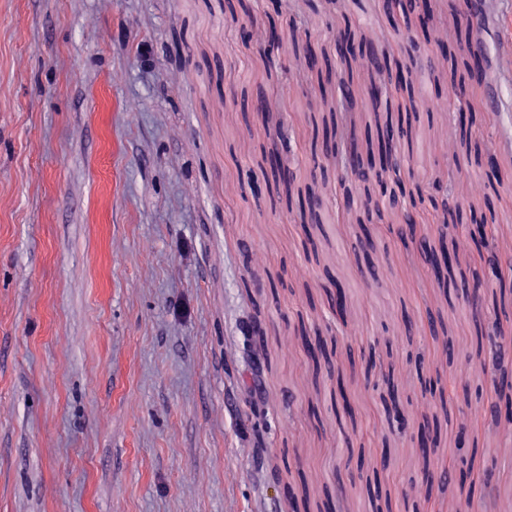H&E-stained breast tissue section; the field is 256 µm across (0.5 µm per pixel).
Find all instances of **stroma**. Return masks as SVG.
<instances>
[{
    "mask_svg": "<svg viewBox=\"0 0 512 512\" xmlns=\"http://www.w3.org/2000/svg\"><path fill=\"white\" fill-rule=\"evenodd\" d=\"M447 3L436 33L453 46L459 28L480 31L481 132L512 168V58L499 55L512 0L474 15ZM270 17L272 54L241 34ZM347 26L402 55L379 0H0V512H326L337 496L341 512H455L422 476L452 467L461 426L496 474L492 512H512V457L497 454L512 426L468 416L492 382L462 373L490 291L449 297L408 261L396 212L368 222L396 195L424 228L447 227L468 265L466 228L445 224L431 183L491 209L512 249V182L471 196L481 174L443 106L415 122L402 180L371 181L338 208L335 171L310 172L307 152L331 104L296 48L333 53ZM259 87L267 111H241ZM280 115L300 173L289 197L256 196L247 181L272 144L263 125ZM308 194L322 201L316 224L294 204ZM338 287L340 314L326 302ZM430 315L435 331L403 335ZM302 325L328 363L308 359ZM429 381L468 399L445 414ZM433 420L426 458L417 433Z\"/></svg>",
    "mask_w": 512,
    "mask_h": 512,
    "instance_id": "stroma-1",
    "label": "stroma"
}]
</instances>
